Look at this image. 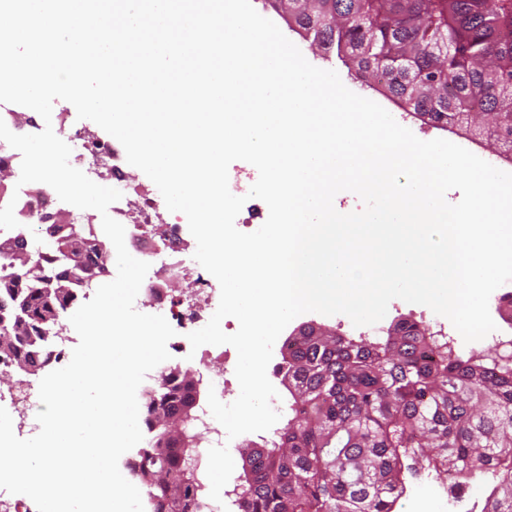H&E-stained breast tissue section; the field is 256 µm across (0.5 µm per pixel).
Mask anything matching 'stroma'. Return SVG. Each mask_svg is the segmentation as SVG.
<instances>
[{"mask_svg": "<svg viewBox=\"0 0 512 512\" xmlns=\"http://www.w3.org/2000/svg\"><path fill=\"white\" fill-rule=\"evenodd\" d=\"M252 4L259 14L272 20L279 27L282 33L300 49L309 63L321 69L336 71L343 84L349 90L378 103L387 110L400 125L410 129L420 140L429 141L437 138L448 140L467 149L492 166L502 171L512 173V161L507 160L504 155L495 152L485 141L473 138L462 131L452 133L423 123L416 118L414 114L405 111L402 107L389 99L384 91L376 87H370L357 79L354 75H351L336 55L324 53L315 46H312L310 40L305 38L302 29L296 24L288 22L285 16L279 14L272 7L265 5L264 0H252ZM401 318L427 325L432 330L441 332L448 337L454 338L458 335L457 330L447 318L435 314L426 306L407 303L399 299L390 302L387 314L380 322L365 328L354 326L351 320L342 314L327 316L317 312H308L298 316L297 321L301 324L305 322L322 324L335 329L339 334L344 336L355 337L362 334L372 340L382 336L383 332L393 321Z\"/></svg>", "mask_w": 512, "mask_h": 512, "instance_id": "stroma-1", "label": "stroma"}]
</instances>
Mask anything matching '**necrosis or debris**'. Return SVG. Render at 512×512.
Masks as SVG:
<instances>
[{"mask_svg": "<svg viewBox=\"0 0 512 512\" xmlns=\"http://www.w3.org/2000/svg\"><path fill=\"white\" fill-rule=\"evenodd\" d=\"M54 120L57 133L72 147V166L95 183L121 191V199L110 206L109 214L124 226L130 254L150 265L137 300L173 327L175 335L167 343L168 350L185 351L188 334L207 324L220 300L214 277L194 258L196 241L188 226L180 213L163 206L158 192L139 188L129 179L125 150L119 141L103 140L72 127L60 113ZM48 205L45 189L33 184L21 187L15 208L25 211L29 221L0 229V248L16 242L35 248L37 220ZM193 360L205 372L218 399L231 395L236 361L229 349L206 344L195 351ZM12 370L11 360L0 354V407L9 412L13 431L20 436L40 408L39 387L14 379Z\"/></svg>", "mask_w": 512, "mask_h": 512, "instance_id": "4bbe7bcc", "label": "necrosis or debris"}]
</instances>
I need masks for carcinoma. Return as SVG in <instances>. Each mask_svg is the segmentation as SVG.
<instances>
[{"mask_svg":"<svg viewBox=\"0 0 512 512\" xmlns=\"http://www.w3.org/2000/svg\"><path fill=\"white\" fill-rule=\"evenodd\" d=\"M306 35L396 103L452 132L464 114L475 135L512 149V8L501 0H270ZM103 241L75 224L0 274L5 326H22L16 354L47 365L60 313L97 281ZM65 288L59 295L49 288ZM288 420L277 438L241 450L238 512H393L409 479L448 478L455 490L487 473L484 512H512V363L492 350L448 348V338L400 319L371 341L314 335L284 343ZM169 371L145 410L151 442L134 476L152 512H199L192 390ZM183 416L177 443L155 419Z\"/></svg>","mask_w":512,"mask_h":512,"instance_id":"obj_1","label":"carcinoma"}]
</instances>
